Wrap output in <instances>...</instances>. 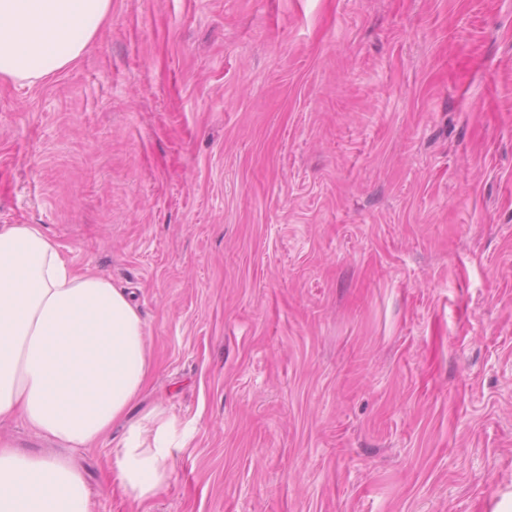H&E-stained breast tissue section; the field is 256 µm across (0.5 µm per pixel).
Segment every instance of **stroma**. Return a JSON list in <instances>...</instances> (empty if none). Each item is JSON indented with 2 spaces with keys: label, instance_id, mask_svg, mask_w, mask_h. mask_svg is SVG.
Listing matches in <instances>:
<instances>
[{
  "label": "stroma",
  "instance_id": "obj_1",
  "mask_svg": "<svg viewBox=\"0 0 512 512\" xmlns=\"http://www.w3.org/2000/svg\"><path fill=\"white\" fill-rule=\"evenodd\" d=\"M0 224L133 293L168 485L94 512H496L512 496V0H112L0 79Z\"/></svg>",
  "mask_w": 512,
  "mask_h": 512
}]
</instances>
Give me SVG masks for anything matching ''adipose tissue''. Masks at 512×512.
Returning <instances> with one entry per match:
<instances>
[{
	"instance_id": "obj_1",
	"label": "adipose tissue",
	"mask_w": 512,
	"mask_h": 512,
	"mask_svg": "<svg viewBox=\"0 0 512 512\" xmlns=\"http://www.w3.org/2000/svg\"><path fill=\"white\" fill-rule=\"evenodd\" d=\"M112 0H0V78L40 79L82 56ZM151 368L148 333L127 289L77 271L36 224L0 225V421L21 418L57 450L25 454L0 437V512H92L67 451L125 420ZM117 479L135 499L169 478L174 425L155 410L126 425Z\"/></svg>"
}]
</instances>
